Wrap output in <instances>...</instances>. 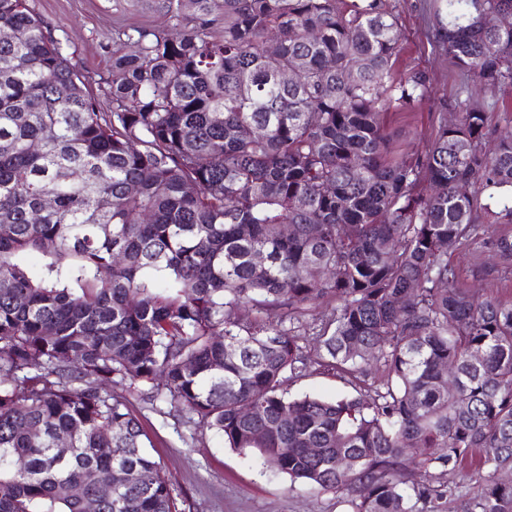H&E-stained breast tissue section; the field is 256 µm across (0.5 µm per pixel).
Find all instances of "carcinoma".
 <instances>
[{
    "instance_id": "cac0c4a2",
    "label": "carcinoma",
    "mask_w": 512,
    "mask_h": 512,
    "mask_svg": "<svg viewBox=\"0 0 512 512\" xmlns=\"http://www.w3.org/2000/svg\"><path fill=\"white\" fill-rule=\"evenodd\" d=\"M191 2L178 36H128L101 112L0 0V512H178L126 405L143 386L347 512H444L476 455L468 512H512V303L448 262L512 268V234L479 223L512 224V126L467 97L424 151L393 146L386 115L429 85L394 70L390 0ZM445 2L448 66L512 87V23L483 24L512 0ZM315 367L359 390L282 392ZM477 257V254L466 249L453 254L450 262L460 279L470 288L481 292L485 290L488 295L497 300L512 303V271L499 273L498 277L492 281H481L482 274L479 272L478 265L481 261H492V258L488 253L482 254L481 260Z\"/></svg>"
}]
</instances>
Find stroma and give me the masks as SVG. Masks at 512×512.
I'll use <instances>...</instances> for the list:
<instances>
[{
    "label": "stroma",
    "instance_id": "35a3bbf8",
    "mask_svg": "<svg viewBox=\"0 0 512 512\" xmlns=\"http://www.w3.org/2000/svg\"><path fill=\"white\" fill-rule=\"evenodd\" d=\"M399 16L402 50L397 68L419 73L430 86L428 98L414 111L392 112L388 120L398 147L422 149L434 132V118L455 116L461 82L449 71L447 55L435 39L437 0H391ZM32 13L63 45L80 80L100 93L112 77V55L126 49L138 28L175 34L179 24L160 10L158 0H28ZM451 264L460 279L493 298L512 303V271L482 279L476 254L462 250ZM358 384L329 371L284 382L288 395L336 398L354 393ZM127 406L148 433L149 454L160 462L177 497L180 512H346L335 492L314 493L292 485L288 477L263 469L230 448L217 447L198 425L186 422L168 400L129 396Z\"/></svg>",
    "mask_w": 512,
    "mask_h": 512
}]
</instances>
